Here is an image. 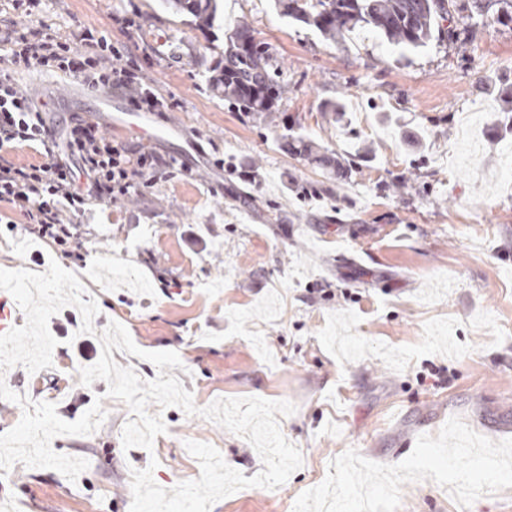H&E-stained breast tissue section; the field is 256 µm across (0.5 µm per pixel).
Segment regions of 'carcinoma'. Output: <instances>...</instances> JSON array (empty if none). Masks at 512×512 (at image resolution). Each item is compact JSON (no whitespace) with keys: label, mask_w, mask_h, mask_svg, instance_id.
<instances>
[{"label":"carcinoma","mask_w":512,"mask_h":512,"mask_svg":"<svg viewBox=\"0 0 512 512\" xmlns=\"http://www.w3.org/2000/svg\"><path fill=\"white\" fill-rule=\"evenodd\" d=\"M176 16L191 18L200 30H209L220 21V0H161ZM282 16L310 25L322 35H343L357 27L369 28L407 50L424 48L439 31L457 43L472 26L473 10L485 8L483 0L464 5L459 0H276ZM448 26H443V23ZM269 45L245 20L225 32L224 50L212 68L209 86L213 93L233 108L251 115L270 111V100H279L283 85L272 63ZM493 137L512 134V113L504 110L489 125ZM288 151L308 159L317 168L342 181L355 169V158L339 157L315 149L301 133L288 135Z\"/></svg>","instance_id":"cac0c4a2"}]
</instances>
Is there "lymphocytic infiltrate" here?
Listing matches in <instances>:
<instances>
[{
	"label": "lymphocytic infiltrate",
	"mask_w": 512,
	"mask_h": 512,
	"mask_svg": "<svg viewBox=\"0 0 512 512\" xmlns=\"http://www.w3.org/2000/svg\"><path fill=\"white\" fill-rule=\"evenodd\" d=\"M42 2L11 0L13 17L0 27V202L12 207L30 235L80 266L88 253L82 232L88 207L142 195L168 173L170 162L147 144L112 139L84 113L47 118L17 72L60 71L88 90L124 94L140 112H165L172 104L107 34L82 26L63 36L44 20ZM23 143L39 147L37 162L11 160Z\"/></svg>",
	"instance_id": "obj_1"
}]
</instances>
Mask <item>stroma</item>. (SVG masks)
Instances as JSON below:
<instances>
[{
	"label": "stroma",
	"mask_w": 512,
	"mask_h": 512,
	"mask_svg": "<svg viewBox=\"0 0 512 512\" xmlns=\"http://www.w3.org/2000/svg\"><path fill=\"white\" fill-rule=\"evenodd\" d=\"M221 10L223 26L202 31L159 0H44L48 24L111 33L170 96L168 116L150 115L180 123L156 142L160 153L188 139L203 151L193 176L174 163L144 195L86 214L91 259L76 275L83 301L99 308L94 331L81 333L76 307L60 310L48 323L59 341L51 367L13 366L11 389L55 404L68 422L97 401L106 416L92 434L51 443L88 460L77 481L20 462L0 476L11 512H130L132 471L152 468L165 489L199 478L189 440L215 446L245 477L262 470L245 439L176 406L149 405L167 427L152 449H123L131 411L105 381L86 386L79 374L97 362L112 320L140 349L179 355L171 373L197 407L247 396L295 405L279 425L301 467L281 487L239 490L211 512H293L346 450L394 465L453 416L491 440L512 438V143L487 134L501 106L488 82L512 81V26L497 24L491 5L459 47L435 39L403 52L366 28L343 42L323 37L274 0H221ZM122 16L136 26L121 30ZM243 18L271 44L286 88L261 116L208 86L225 30ZM18 77L56 117L93 102L60 72ZM336 100L342 120L322 118ZM291 129L356 155L351 179H326L288 154L280 137ZM412 132L420 144L408 142ZM313 185L321 193L305 195ZM15 217L0 203V269L45 272L55 250ZM398 512H512V488L464 509L433 481L408 483Z\"/></svg>",
	"instance_id": "obj_1"
}]
</instances>
